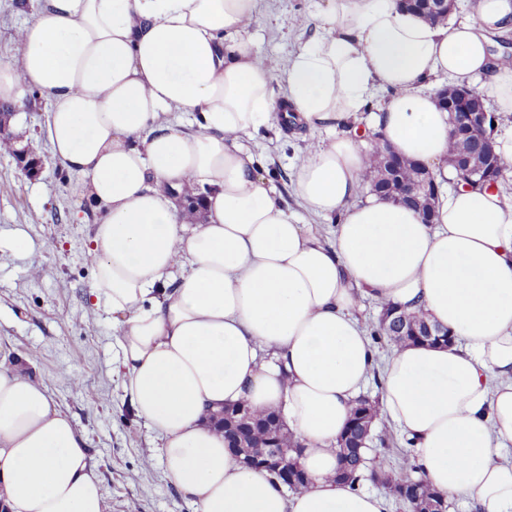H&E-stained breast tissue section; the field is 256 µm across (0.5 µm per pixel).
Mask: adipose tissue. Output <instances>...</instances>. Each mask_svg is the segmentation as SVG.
Instances as JSON below:
<instances>
[{
	"mask_svg": "<svg viewBox=\"0 0 512 512\" xmlns=\"http://www.w3.org/2000/svg\"><path fill=\"white\" fill-rule=\"evenodd\" d=\"M469 2L470 18L441 24L400 0H326L280 91L253 51L260 0H36L17 31L0 101L30 89L50 101L51 156L99 215L91 299L122 328L125 392L197 512H386L336 477L374 361L363 295L424 310L455 338L383 366L382 412L412 463L442 493L512 512V197L461 184L424 221L363 186L373 142L354 126L374 91L389 92L368 128L442 180L451 125L433 77L482 78L512 115V67L490 40L512 31V0ZM282 109L349 130L306 152L293 182L309 213L336 218L333 243L289 214L241 147ZM187 187L204 194V223L188 225L177 202ZM243 402L279 411L306 490L287 493L225 446L210 416ZM0 499L9 512H107L85 435L1 361Z\"/></svg>",
	"mask_w": 512,
	"mask_h": 512,
	"instance_id": "ef3b65f1",
	"label": "adipose tissue"
}]
</instances>
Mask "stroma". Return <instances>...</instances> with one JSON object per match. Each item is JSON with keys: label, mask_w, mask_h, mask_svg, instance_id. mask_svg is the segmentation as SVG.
Masks as SVG:
<instances>
[{"label": "stroma", "mask_w": 512, "mask_h": 512, "mask_svg": "<svg viewBox=\"0 0 512 512\" xmlns=\"http://www.w3.org/2000/svg\"><path fill=\"white\" fill-rule=\"evenodd\" d=\"M17 0H0V63L14 60L16 31L32 17ZM324 0H262L254 50L273 71L314 33ZM47 98L15 108L12 130L44 156L28 178L9 155H0V358L19 363L48 388L54 403L87 437L100 462L107 512H196L165 477L161 441L138 419L117 370L120 330L112 315L90 301L94 266L89 257L94 214L79 195V176L49 157L42 128ZM326 134L304 126L270 128L241 145L258 163L282 202L330 240L333 223L309 215L296 198L292 174L303 150ZM24 233L30 257L16 256L9 238ZM42 265L34 274V265ZM152 459L144 468V459Z\"/></svg>", "instance_id": "obj_1"}]
</instances>
